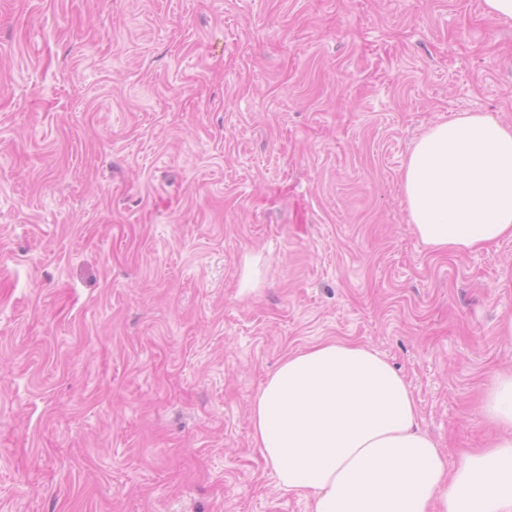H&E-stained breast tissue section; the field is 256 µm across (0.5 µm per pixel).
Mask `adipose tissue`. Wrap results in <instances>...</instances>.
<instances>
[{
    "label": "adipose tissue",
    "instance_id": "1",
    "mask_svg": "<svg viewBox=\"0 0 512 512\" xmlns=\"http://www.w3.org/2000/svg\"><path fill=\"white\" fill-rule=\"evenodd\" d=\"M402 187L415 235L441 252L512 239V125L482 112L435 123ZM499 432L449 466L412 392L374 349L328 339L288 353L250 404L256 448L312 512H512V369L482 404Z\"/></svg>",
    "mask_w": 512,
    "mask_h": 512
}]
</instances>
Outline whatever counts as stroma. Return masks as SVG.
Listing matches in <instances>:
<instances>
[{
  "label": "stroma",
  "mask_w": 512,
  "mask_h": 512,
  "mask_svg": "<svg viewBox=\"0 0 512 512\" xmlns=\"http://www.w3.org/2000/svg\"><path fill=\"white\" fill-rule=\"evenodd\" d=\"M460 111L512 124L482 0H0V512H311L249 406L325 339L486 447L512 239L433 251L401 188Z\"/></svg>",
  "instance_id": "obj_1"
}]
</instances>
